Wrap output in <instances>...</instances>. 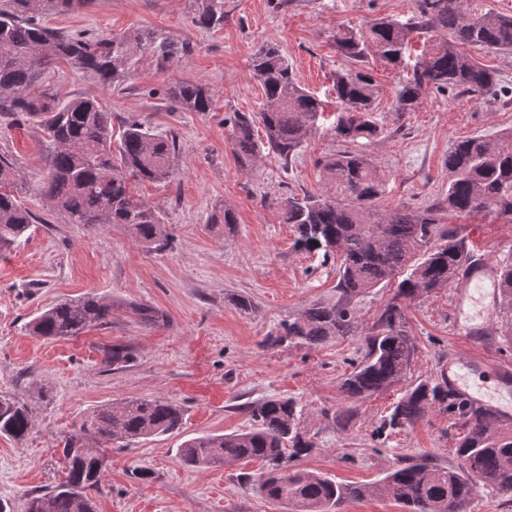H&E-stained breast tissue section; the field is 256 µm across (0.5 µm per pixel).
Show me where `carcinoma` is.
<instances>
[{"label":"carcinoma","instance_id":"1","mask_svg":"<svg viewBox=\"0 0 512 512\" xmlns=\"http://www.w3.org/2000/svg\"><path fill=\"white\" fill-rule=\"evenodd\" d=\"M91 0H4L0 4V116L12 123L36 118L48 138L46 197L71 224L94 227L120 224L145 247L163 251L170 237L153 207L129 192L126 175L160 181L171 176L176 138L162 135L137 120L124 123L112 142V113L93 97L66 102L43 89V78L58 60L94 74L104 84L129 79L139 61L150 55L164 65L187 54L190 47L153 28H137L112 39L86 33H63L43 25L42 17L67 14ZM198 21L206 27L224 23L214 0H198ZM429 35L413 65L406 62L415 32ZM336 46L349 67L336 72V138L349 143L371 140L378 127L370 118L376 85L363 71L369 58L394 68L412 69L399 83L396 108L411 109L427 88L455 94H487L508 99L512 88L500 84L475 53L512 54V15L487 7L485 0H422L419 13L406 21H375L336 36ZM253 70L264 89L259 118L266 142L283 160L294 157L324 112L323 102L301 85L285 55L262 46ZM165 99L181 112H208L212 92L204 84L177 81ZM237 153L259 155L253 116L233 113L229 120ZM448 193L439 207H397L385 213L375 203L384 192L378 166L360 150L328 156L323 170L329 185L319 197L293 194L283 200L285 223L295 245L339 258L336 303H315L299 316L280 323L273 342L320 347L337 337L356 335L359 324L350 301L379 286L397 282L373 332L364 336L360 361L344 374L341 390L351 399L373 396L399 384L410 370L416 346L404 329L399 299H412L455 283L471 259L454 235L442 227L443 213L512 216V132L495 138L475 136L448 149ZM17 173L12 157L0 154V251L18 244L34 215L17 199ZM498 296L512 310V263L497 269ZM112 304L97 296L60 301L30 322L46 339L77 336L108 324ZM132 360L125 345H114L106 363ZM432 407L448 413L462 430L456 442L458 465L440 466L428 458L405 457L381 480L340 484L298 468L315 448L303 426L304 407L294 398H269L252 405L253 425L231 434L196 437L178 449L187 467L210 468L234 461H259L263 472L255 488L293 512H338L343 503L386 497L409 512H470L485 487L512 494V422L448 388L440 374L404 391L373 430L380 439L418 421ZM183 409L170 401L138 399L102 407L64 439L66 477L54 489L29 497L27 512H96L91 491L99 490L112 443L133 444L181 428ZM34 422L27 404L0 396V434L26 438Z\"/></svg>","mask_w":512,"mask_h":512}]
</instances>
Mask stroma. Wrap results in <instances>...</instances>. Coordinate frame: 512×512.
<instances>
[{
	"instance_id": "stroma-1",
	"label": "stroma",
	"mask_w": 512,
	"mask_h": 512,
	"mask_svg": "<svg viewBox=\"0 0 512 512\" xmlns=\"http://www.w3.org/2000/svg\"><path fill=\"white\" fill-rule=\"evenodd\" d=\"M224 23L197 24L196 0H92L75 12L49 15L46 26L97 36L141 27L162 30L190 53L166 65L143 57L133 76L117 85L66 61L45 74L58 98H97L112 114L113 130L136 119L175 136L174 173L161 182L128 178L133 196L158 210L171 236L164 252L145 248L124 227L68 223L46 202V137L35 122L0 120V153L9 154L21 176L16 196L37 217L26 236L0 252V395L28 404L34 426L24 441L0 436V500L26 512L30 495L54 489L66 476L61 439L93 411L140 398L171 401L183 411L178 433L106 450L108 466L94 497L97 512H288L258 493L252 481L257 461L208 469L183 465L177 455L191 438L242 432L252 424L247 405L292 397L305 408L316 446L301 462L304 470L342 484L375 482L398 458L427 455L457 465L455 430L448 416L429 409L385 443L371 433L405 388L439 375L449 356L477 357L512 367V346L501 331L512 314L495 304L482 339L460 337L454 316L455 290L403 303V323L416 354L403 384L353 402L341 391L343 374L359 360L360 335L312 348L276 344L279 324L314 303L337 299L335 261L298 249L280 200L288 194L323 195L322 162L346 150L329 122L307 135L295 159L266 151L241 160L226 117L258 112L264 98L251 58L263 44L279 46L298 81L335 109L334 76L345 61L334 37L381 18L406 19L420 0H219ZM378 89L372 118L379 133L363 150L385 176L380 211L438 205L448 191L445 158L456 141L512 129V100L457 97L425 90L411 111L395 108L399 74L370 59ZM177 81L207 85L209 112H179L162 95ZM237 217L233 227L217 222L224 207ZM474 258L497 268L512 261V218L445 215ZM96 294L112 302V320L82 335L50 340L34 335L30 321L66 299ZM248 297L251 309L237 306ZM147 307L164 321L150 325L138 311ZM115 344L130 348L125 366L106 364ZM48 389L38 397L36 386ZM348 407L346 427L331 417ZM149 478H141V471Z\"/></svg>"
}]
</instances>
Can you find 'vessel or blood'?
Here are the masks:
<instances>
[{
    "label": "vessel or blood",
    "instance_id": "1",
    "mask_svg": "<svg viewBox=\"0 0 512 512\" xmlns=\"http://www.w3.org/2000/svg\"><path fill=\"white\" fill-rule=\"evenodd\" d=\"M498 296L497 280L485 263L466 266L456 284V315L467 337H474L487 323ZM501 366L455 359L448 364V382L467 398L491 409L499 419H512V403L497 388Z\"/></svg>",
    "mask_w": 512,
    "mask_h": 512
}]
</instances>
